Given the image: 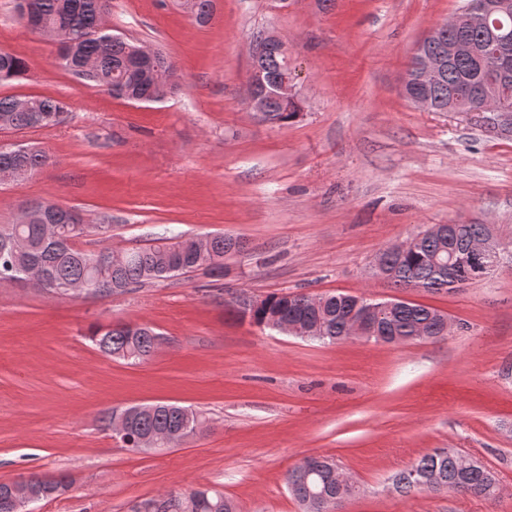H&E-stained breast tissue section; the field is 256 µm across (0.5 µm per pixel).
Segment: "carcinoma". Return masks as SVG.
<instances>
[{
	"label": "carcinoma",
	"instance_id": "1",
	"mask_svg": "<svg viewBox=\"0 0 512 512\" xmlns=\"http://www.w3.org/2000/svg\"><path fill=\"white\" fill-rule=\"evenodd\" d=\"M34 17L43 24L47 34L58 40V60L68 72L76 73L82 62L90 61L93 69L82 81L90 88H100L121 99L151 98L159 94L157 86L146 72L154 67L131 54L134 43L117 39L108 46L102 44L105 34L101 25L111 11L112 0H29ZM488 30L470 28L458 19L425 36L418 48L435 52L441 42L461 39L475 51H481ZM284 67V58L270 50L264 63V80L270 85L277 81ZM26 70L25 61L16 54L0 50V81L10 80ZM498 79L496 64L483 59L476 67L472 58L463 56L451 65L444 83L433 91L434 111H448L451 100L464 103L472 109L482 108L488 93ZM266 120L280 127L296 121L302 106L282 103L268 95L263 97ZM67 111L65 102L53 97H33L27 110L16 107V98L0 97V123L16 131L56 125ZM49 156L35 149L0 152V184L4 175L24 170L30 174L48 165ZM33 205L45 209L43 222H18L0 225V282L22 283L31 270L44 274L40 288L54 297L68 295V291L81 285L95 293L141 287L148 283L205 271H224V250L233 238L215 235L207 237L206 249L201 248L193 236L173 235L159 238L147 247L128 250L124 260L116 263L113 250L103 247L87 251L78 246L79 240L91 232L93 225L84 223L79 211L56 204L35 201ZM486 230L484 224H460L455 241L462 251L467 239L478 237ZM445 242L434 235L422 237L402 252L383 251L381 257L391 275L388 282L395 288H421L425 292L452 293L470 280L462 266H450L435 256L442 252ZM307 293H284L266 297L261 305L241 311L259 326L272 319H293L308 323L321 322L323 338L328 343L347 339L346 327L356 302L341 293L331 294L317 308L309 304ZM376 314V334L393 340L396 336H411L426 330L432 336L440 333L441 316L431 306L400 299L370 301L361 299ZM89 339L104 355L137 365L154 352L158 333L144 325L131 327L129 323L97 325L91 328ZM202 423L196 410L176 403L145 404L134 416L126 435L117 438L124 448L137 449L139 439L149 433L178 432L184 438L197 433ZM336 466L328 458L317 457L305 466H296L285 475L291 495L304 512H322L339 508L333 472ZM435 478L428 486L418 483V474ZM493 474L484 466L466 470L459 467L457 454L446 448H437L421 456L409 469L394 478L397 491L408 494L426 489L435 493L448 490L457 493L489 497L487 491ZM22 482L33 488L40 499L51 497V491L65 485L68 478H46L31 474ZM164 501V512H236V506L224 494L207 488L192 489L186 493H169Z\"/></svg>",
	"mask_w": 512,
	"mask_h": 512
}]
</instances>
